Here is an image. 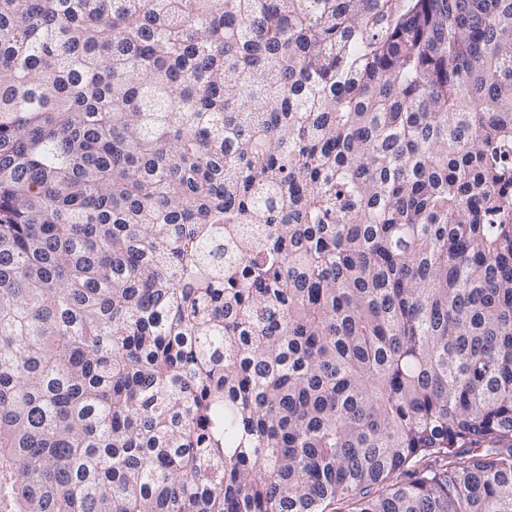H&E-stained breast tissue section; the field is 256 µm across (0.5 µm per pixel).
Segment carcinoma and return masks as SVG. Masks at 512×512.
<instances>
[{"instance_id":"cac0c4a2","label":"carcinoma","mask_w":512,"mask_h":512,"mask_svg":"<svg viewBox=\"0 0 512 512\" xmlns=\"http://www.w3.org/2000/svg\"><path fill=\"white\" fill-rule=\"evenodd\" d=\"M340 501L512 512V0H0V512Z\"/></svg>"}]
</instances>
